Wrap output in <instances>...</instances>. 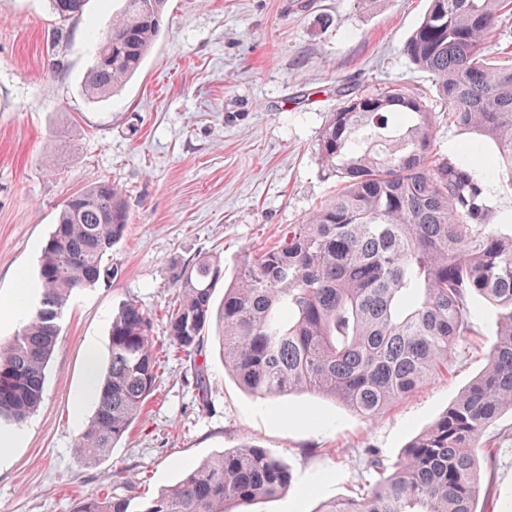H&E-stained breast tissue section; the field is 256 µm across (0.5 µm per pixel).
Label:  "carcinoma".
Wrapping results in <instances>:
<instances>
[{
	"label": "carcinoma",
	"mask_w": 512,
	"mask_h": 512,
	"mask_svg": "<svg viewBox=\"0 0 512 512\" xmlns=\"http://www.w3.org/2000/svg\"><path fill=\"white\" fill-rule=\"evenodd\" d=\"M166 0H125L99 39L85 93L104 98L140 69L160 32ZM512 0H430L403 53L444 110L418 89L388 85L346 94L322 127L315 153L333 195L276 246L242 257L224 278L205 256L179 275L181 299L166 321L169 347L190 360L217 328L226 370L250 395L329 397L366 419L448 372L473 329L472 297L495 311L490 366L448 411L390 461L367 449L374 480L317 512H477L480 465L491 466L488 429L512 409V236L488 222L478 160L435 152L441 117L492 140L494 166L512 183V63L489 43L512 33ZM130 213L122 189L98 181L71 194L42 249L39 306L0 349V418L23 423L44 398L45 371L72 291L112 277L105 259ZM160 347L153 318L134 302L112 315L110 360L94 375L99 399L75 448L90 464L112 453L154 390ZM201 408L204 365L195 366ZM280 459L243 446L188 467L173 488L147 501L90 495L77 512H226L288 491Z\"/></svg>",
	"instance_id": "carcinoma-1"
}]
</instances>
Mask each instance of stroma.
Listing matches in <instances>:
<instances>
[{
    "instance_id": "1",
    "label": "stroma",
    "mask_w": 512,
    "mask_h": 512,
    "mask_svg": "<svg viewBox=\"0 0 512 512\" xmlns=\"http://www.w3.org/2000/svg\"><path fill=\"white\" fill-rule=\"evenodd\" d=\"M123 0H87L59 22L49 0H0V342L41 299L42 249L64 200L100 180L119 184L132 216L113 246L109 280L72 294L59 345L46 369L40 408L17 429L0 462V512H76L95 492L155 496L186 466L244 443L281 459L286 493L241 504L237 512H317L370 480L363 451L389 459L427 430L487 365L493 307L474 302L473 333L455 346L446 376L390 403L371 419L329 399L301 394L279 403L254 398L225 372L216 337L205 341L208 409L185 359L163 363L142 415L112 453L82 464L74 443L93 415L85 355L110 356L112 313L133 302L154 320L179 297L177 276L205 255L220 256L233 283L244 254L279 242L289 225L332 191L318 164L319 132L343 102L340 89L400 84L422 90L426 73L402 49L428 0H168L161 31L141 71L115 95L84 96L92 34L105 33ZM62 41H54L56 30ZM440 154L464 150L493 161L482 136L441 123ZM493 228L512 235V187L484 175ZM496 462L481 471L491 502L512 512V412L491 427Z\"/></svg>"
}]
</instances>
